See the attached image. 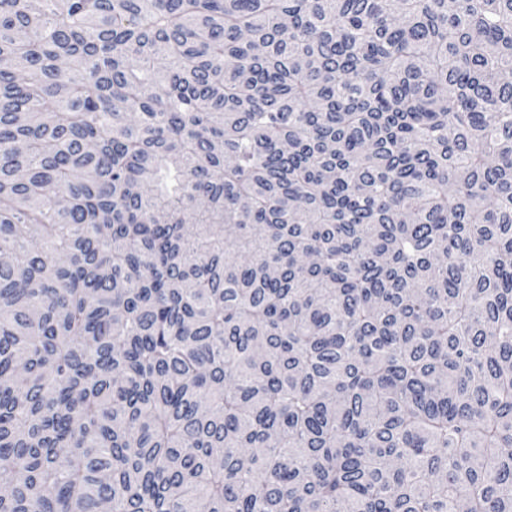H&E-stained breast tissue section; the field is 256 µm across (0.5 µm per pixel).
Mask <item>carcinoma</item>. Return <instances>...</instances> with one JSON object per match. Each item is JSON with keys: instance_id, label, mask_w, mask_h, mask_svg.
I'll list each match as a JSON object with an SVG mask.
<instances>
[{"instance_id": "1", "label": "carcinoma", "mask_w": 512, "mask_h": 512, "mask_svg": "<svg viewBox=\"0 0 512 512\" xmlns=\"http://www.w3.org/2000/svg\"><path fill=\"white\" fill-rule=\"evenodd\" d=\"M0 512H512V0H0Z\"/></svg>"}]
</instances>
